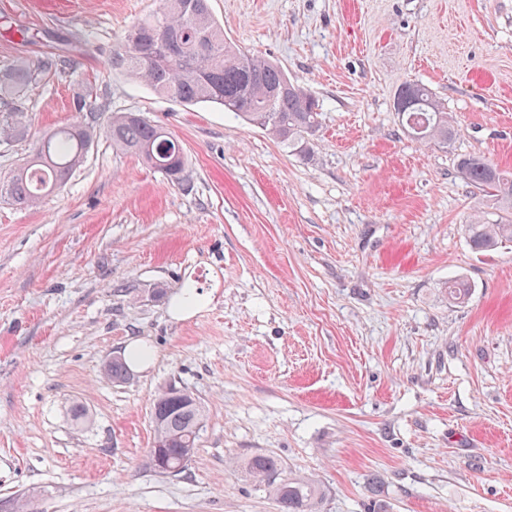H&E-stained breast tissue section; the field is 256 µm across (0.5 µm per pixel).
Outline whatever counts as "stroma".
<instances>
[{"label": "stroma", "mask_w": 512, "mask_h": 512, "mask_svg": "<svg viewBox=\"0 0 512 512\" xmlns=\"http://www.w3.org/2000/svg\"><path fill=\"white\" fill-rule=\"evenodd\" d=\"M209 6L319 99L311 157L112 68L159 0H0V70L54 61L21 101L0 94L30 122L0 141V179L61 125L97 132L65 186L0 198V512H279L241 465L256 454L317 482L319 512H512V243L471 247L465 224L495 207L457 169L512 170V0ZM406 82L444 105L448 145L408 135ZM128 111L182 142L181 182L113 148ZM188 286L199 303L173 318ZM133 341L146 365L106 378ZM170 385L206 415L178 476L144 464Z\"/></svg>", "instance_id": "stroma-1"}]
</instances>
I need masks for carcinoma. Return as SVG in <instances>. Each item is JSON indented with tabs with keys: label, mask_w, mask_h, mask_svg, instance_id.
<instances>
[{
	"label": "carcinoma",
	"mask_w": 512,
	"mask_h": 512,
	"mask_svg": "<svg viewBox=\"0 0 512 512\" xmlns=\"http://www.w3.org/2000/svg\"><path fill=\"white\" fill-rule=\"evenodd\" d=\"M111 65L143 81L159 96L183 105H219L311 156L309 136L318 126L319 101L290 81L277 64L224 39V27L212 15L208 0H161L156 11L129 27ZM39 69L40 65L27 62L0 71V89H26ZM395 101L408 103L404 115L414 138L445 144L455 136L448 113L426 86L405 83L396 90ZM28 134L26 113L12 112L0 119L1 140L19 141ZM105 134L116 149L139 156L172 180L183 179V145L162 126L136 112H122L112 116ZM93 136L90 127L76 124L46 134L0 190L20 206L37 203L70 179ZM457 168L468 183L494 198L499 211L512 215V172L474 155L461 157ZM466 231L476 250L512 243V219L496 224L476 220L466 225ZM469 291L463 278L448 284V298L454 301L465 300ZM104 373L120 382L129 371L123 359L114 358L104 366ZM152 422L154 441L145 464L165 475L172 469L185 472V457L194 454L204 427L201 403L184 389L166 388L152 401ZM243 467L267 486L279 512H318L324 490L315 481L281 475L278 461L263 454L243 461Z\"/></svg>",
	"instance_id": "obj_1"
}]
</instances>
